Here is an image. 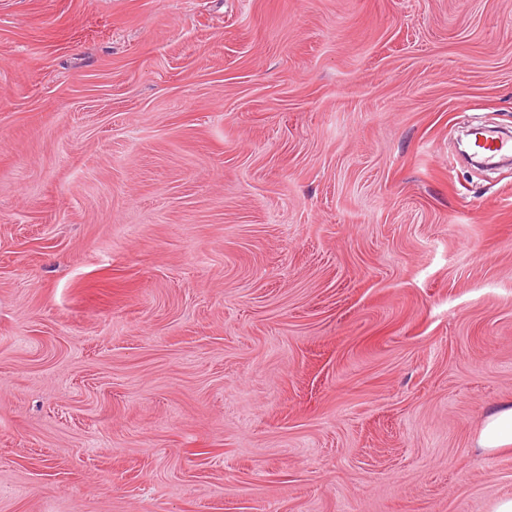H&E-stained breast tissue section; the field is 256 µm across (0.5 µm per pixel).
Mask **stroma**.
Wrapping results in <instances>:
<instances>
[{"instance_id": "obj_1", "label": "stroma", "mask_w": 512, "mask_h": 512, "mask_svg": "<svg viewBox=\"0 0 512 512\" xmlns=\"http://www.w3.org/2000/svg\"><path fill=\"white\" fill-rule=\"evenodd\" d=\"M512 0H0V512H494ZM477 147L484 160L489 163H493L496 158L511 157L512 155V140L510 136L483 140L477 143Z\"/></svg>"}]
</instances>
